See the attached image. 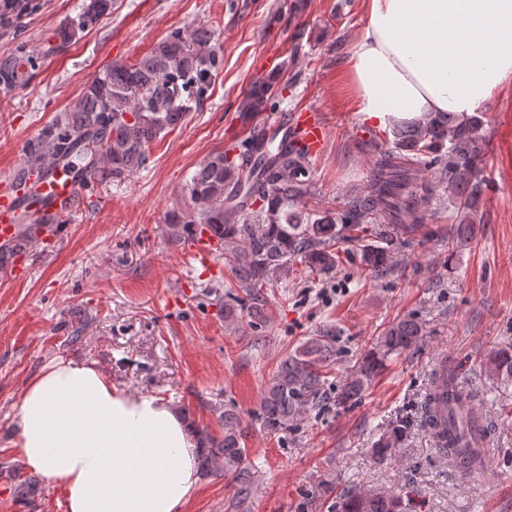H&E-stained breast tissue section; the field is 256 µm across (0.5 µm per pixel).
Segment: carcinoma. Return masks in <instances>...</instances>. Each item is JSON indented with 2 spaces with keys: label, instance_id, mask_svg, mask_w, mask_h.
Masks as SVG:
<instances>
[{
  "label": "carcinoma",
  "instance_id": "1",
  "mask_svg": "<svg viewBox=\"0 0 512 512\" xmlns=\"http://www.w3.org/2000/svg\"><path fill=\"white\" fill-rule=\"evenodd\" d=\"M112 8V0H89L81 12L67 19L57 36L66 44ZM206 25L190 31L176 28L148 53L132 63L114 62L104 68L81 97L57 122L27 147L25 167L12 191L26 180L47 173L46 161L75 172L82 187L119 181L148 165L150 143L164 138L185 118L190 103L203 98L222 63ZM277 76L253 82L244 109L258 114L277 108ZM482 116L460 118L438 112L424 123L393 127L391 147L376 158L370 184L350 198L342 211L329 212L296 206L313 195L304 154L277 132L254 127L252 133L224 151L213 153L193 173L188 193L194 212L186 223L173 220L172 232L190 238L208 229L224 242V267L235 286L249 298L252 312L266 303L263 284L301 270L306 276L325 275L339 265L336 240L344 238L361 247L364 264L374 271L387 269L390 248L420 219L425 203L417 191L415 172L430 167L455 197L459 223H474L486 184L478 177L485 154ZM383 213L389 223H365L369 215ZM422 337V325L402 319L375 338L358 367L338 386L336 404L360 397L379 377L392 357L412 348ZM336 337L312 336L303 348L288 355L266 387L251 422L267 434L288 429L306 409L323 399L327 370L336 361ZM490 371L504 388L512 386V345L499 349L489 361ZM471 395L460 385L455 368L443 362L432 373L419 421L432 445L467 476L481 463L484 433L471 412ZM224 431L213 435L189 425L199 449L201 473L217 471L221 462L239 466L235 476V507L254 492L238 415L224 408ZM407 423L399 422L377 443L375 453L384 459L400 446ZM14 496L25 500L32 488L30 477L17 465H0ZM410 495L351 493L336 504V512H413Z\"/></svg>",
  "mask_w": 512,
  "mask_h": 512
}]
</instances>
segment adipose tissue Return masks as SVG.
<instances>
[{"mask_svg":"<svg viewBox=\"0 0 512 512\" xmlns=\"http://www.w3.org/2000/svg\"><path fill=\"white\" fill-rule=\"evenodd\" d=\"M347 61L364 119L469 116L512 85V0H365ZM19 456L66 494L67 512H180L197 450L162 398L113 387L95 364L59 360L26 385Z\"/></svg>","mask_w":512,"mask_h":512,"instance_id":"ef3b65f1","label":"adipose tissue"}]
</instances>
